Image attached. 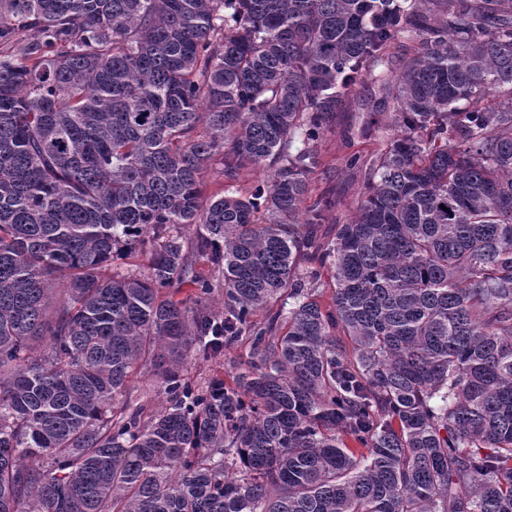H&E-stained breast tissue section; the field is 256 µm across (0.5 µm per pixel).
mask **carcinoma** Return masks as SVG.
<instances>
[{
	"mask_svg": "<svg viewBox=\"0 0 512 512\" xmlns=\"http://www.w3.org/2000/svg\"><path fill=\"white\" fill-rule=\"evenodd\" d=\"M0 512H512V0H0ZM361 98L353 100L347 108L336 115V126L327 131L318 141L316 149L319 164L309 174V185L314 197L328 189L335 190L339 205L326 224H331L335 218L346 220L352 214L356 201L365 191V168L350 170L346 168V159L349 155L357 153L362 160L369 163L375 152L385 147L387 141L397 132L386 126L385 119L375 138L363 139L358 135L359 116L370 112L371 105ZM368 107V108H367ZM333 219V220H331ZM146 397L151 399L150 404L154 409L161 407L165 400L161 380L150 365L141 370V373L129 384L126 392L123 393L122 397H119V400L128 399L134 405L143 399L145 400Z\"/></svg>",
	"mask_w": 512,
	"mask_h": 512,
	"instance_id": "cac0c4a2",
	"label": "carcinoma"
}]
</instances>
